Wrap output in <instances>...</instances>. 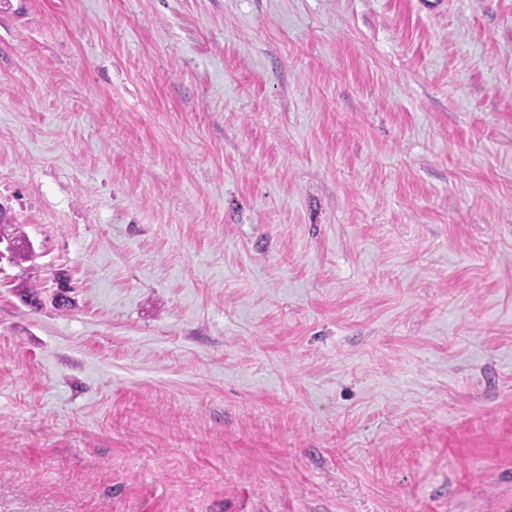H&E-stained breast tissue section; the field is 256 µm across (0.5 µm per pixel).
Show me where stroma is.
Segmentation results:
<instances>
[{"label":"stroma","mask_w":512,"mask_h":512,"mask_svg":"<svg viewBox=\"0 0 512 512\" xmlns=\"http://www.w3.org/2000/svg\"><path fill=\"white\" fill-rule=\"evenodd\" d=\"M0 206V512H512V0H0Z\"/></svg>","instance_id":"35a3bbf8"}]
</instances>
